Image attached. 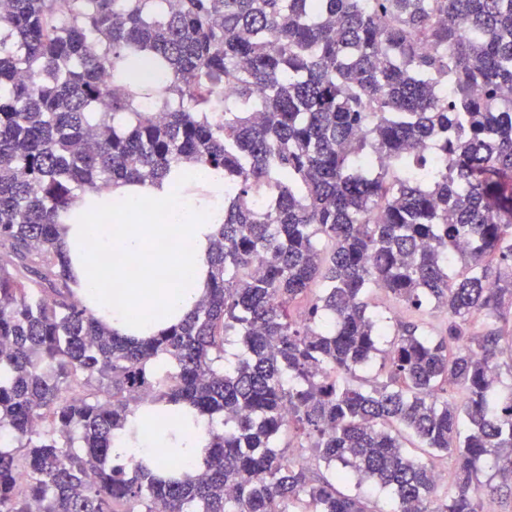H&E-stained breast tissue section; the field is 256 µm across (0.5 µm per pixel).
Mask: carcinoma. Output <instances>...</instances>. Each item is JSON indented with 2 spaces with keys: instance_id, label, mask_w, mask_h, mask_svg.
<instances>
[{
  "instance_id": "obj_1",
  "label": "carcinoma",
  "mask_w": 512,
  "mask_h": 512,
  "mask_svg": "<svg viewBox=\"0 0 512 512\" xmlns=\"http://www.w3.org/2000/svg\"><path fill=\"white\" fill-rule=\"evenodd\" d=\"M185 162L224 181L210 286L119 336L58 226ZM504 370L512 0H0V512H384L351 482L485 512L512 495ZM147 405L222 416L195 471L113 462ZM406 432L453 459L444 495Z\"/></svg>"
}]
</instances>
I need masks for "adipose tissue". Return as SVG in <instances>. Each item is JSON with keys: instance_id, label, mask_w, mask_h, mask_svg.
<instances>
[{"instance_id": "obj_1", "label": "adipose tissue", "mask_w": 512, "mask_h": 512, "mask_svg": "<svg viewBox=\"0 0 512 512\" xmlns=\"http://www.w3.org/2000/svg\"><path fill=\"white\" fill-rule=\"evenodd\" d=\"M180 180L170 178L146 185L119 183L104 193V205L75 208L81 221L61 227L69 270L79 282L80 296L98 319L121 336L156 334L166 324L186 318L206 292L208 253L224 216V185L197 177L183 166ZM112 223H103V216ZM189 242L185 252L157 251L158 243ZM110 253L112 265L90 260L91 252ZM188 268L190 276L171 283L161 268ZM209 443L208 423L166 417L163 430L137 410L128 428L118 434L112 457L151 459L158 449L175 448L182 459L200 464Z\"/></svg>"}]
</instances>
